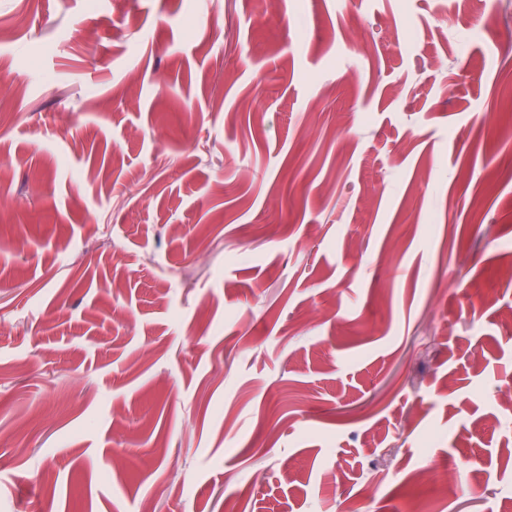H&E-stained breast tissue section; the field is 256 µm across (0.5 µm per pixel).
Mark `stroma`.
<instances>
[{
  "instance_id": "1",
  "label": "stroma",
  "mask_w": 512,
  "mask_h": 512,
  "mask_svg": "<svg viewBox=\"0 0 512 512\" xmlns=\"http://www.w3.org/2000/svg\"><path fill=\"white\" fill-rule=\"evenodd\" d=\"M486 10L0 0V512H512Z\"/></svg>"
}]
</instances>
